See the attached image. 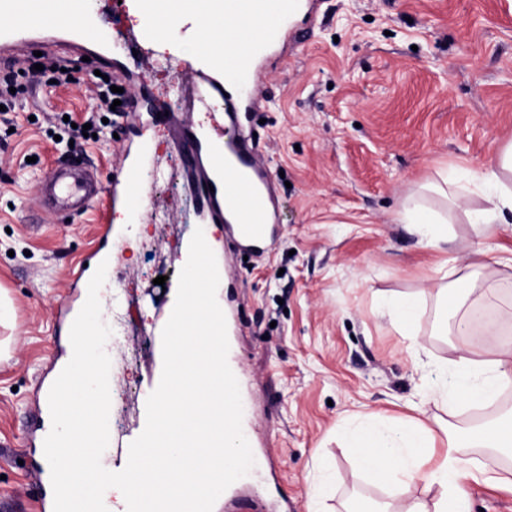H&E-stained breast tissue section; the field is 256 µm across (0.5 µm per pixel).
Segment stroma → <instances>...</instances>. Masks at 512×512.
Masks as SVG:
<instances>
[{"label":"stroma","mask_w":512,"mask_h":512,"mask_svg":"<svg viewBox=\"0 0 512 512\" xmlns=\"http://www.w3.org/2000/svg\"><path fill=\"white\" fill-rule=\"evenodd\" d=\"M88 7L104 40L120 41L134 26L127 0ZM293 22L256 75L260 104L249 118L278 202L279 228L260 256L231 249L223 225L199 220L173 135L179 125L210 130L224 106L188 112L154 43L131 63L140 111L97 137L57 140L45 116L83 122L92 75L109 68L101 57L79 62L68 85L13 100L16 132L0 148V289L12 304L11 324L0 326V338L12 340L0 360V512L53 502L42 448L51 418L37 406L69 358L60 303L71 295L74 310L83 307L75 283L99 265L100 223L111 224L116 255L100 291L112 329L110 433L136 420L154 364L152 329L177 289L182 242L203 229L223 269L217 300L231 327L242 428L255 458L232 499L262 501L265 512H309L325 460L323 512L392 502L361 477L339 421L436 426L445 417L428 392L437 366L496 346L438 327L442 283L433 268H465L484 240L463 211L421 187L444 174L464 182L512 143V0H316L313 16ZM131 143L166 165L164 176L145 174L157 214L145 235L132 238L138 217L105 200L67 218L40 206L51 170L90 167L109 183ZM417 203L447 218L445 249L421 246L400 223ZM159 276L164 285H155ZM473 286L498 288L490 319L512 314V270L476 271ZM409 294L421 298L412 341L379 315L385 301Z\"/></svg>","instance_id":"obj_1"}]
</instances>
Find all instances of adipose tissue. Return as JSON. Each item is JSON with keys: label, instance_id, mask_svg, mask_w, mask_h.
Wrapping results in <instances>:
<instances>
[{"label": "adipose tissue", "instance_id": "ef3b65f1", "mask_svg": "<svg viewBox=\"0 0 512 512\" xmlns=\"http://www.w3.org/2000/svg\"><path fill=\"white\" fill-rule=\"evenodd\" d=\"M471 192L483 201L482 207L466 209L470 223L479 225L482 234L495 236L499 224L512 214V145L506 147L498 164L472 171ZM469 275L454 281L452 289H438L442 313L440 329L455 325L459 333H468L470 321L460 318L459 310L471 296ZM512 385V350L492 353L477 360L462 355L453 363L450 382L433 387L432 394L444 409L487 408L496 404L501 390ZM348 447L372 483L395 489L397 512H470V501L462 492L465 480L484 481L512 489V476L490 473L467 456V449L512 448V411L495 413L473 426L462 436L449 439L447 448H439L436 430L420 422L388 425H362L343 431ZM423 480L434 490L433 505L413 500L409 491L415 480Z\"/></svg>", "mask_w": 512, "mask_h": 512}]
</instances>
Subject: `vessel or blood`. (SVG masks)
Here are the masks:
<instances>
[{
	"mask_svg": "<svg viewBox=\"0 0 512 512\" xmlns=\"http://www.w3.org/2000/svg\"><path fill=\"white\" fill-rule=\"evenodd\" d=\"M143 25L127 34L122 56L159 35L162 17L157 0H141ZM298 0H224V13L230 22L224 27V41L234 46L229 59L212 57L208 63L181 71L178 88L193 108L207 107L210 101L224 103L228 129L212 130L208 139L195 131L180 130L176 143L188 157L186 170L194 186L203 218L212 224H230L240 245L258 250L271 239L275 199L272 180L263 169L251 138L235 128L242 106L251 96H234L225 89L230 74H250L257 54L275 38L268 18L288 19ZM57 13L64 16L70 32L82 43L93 40L89 10L85 0H55ZM39 0H0V64L19 55L28 45L27 34L41 24ZM146 164L138 149L126 148L111 186H103L86 168L57 169L46 181L44 199L61 215L91 207L108 196L112 204L134 205L142 197V171ZM235 220H228V213Z\"/></svg>",
	"mask_w": 512,
	"mask_h": 512,
	"instance_id": "obj_1",
	"label": "vessel or blood"
}]
</instances>
